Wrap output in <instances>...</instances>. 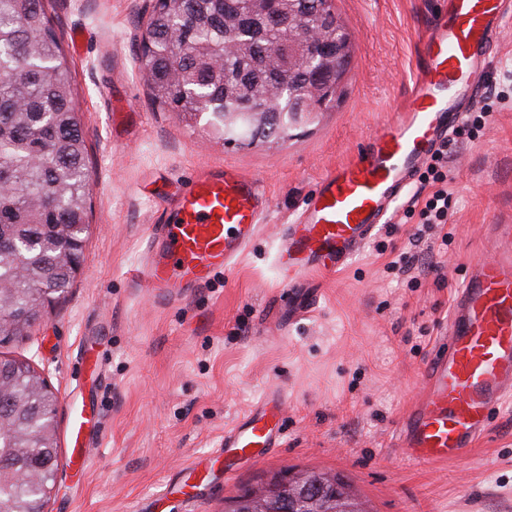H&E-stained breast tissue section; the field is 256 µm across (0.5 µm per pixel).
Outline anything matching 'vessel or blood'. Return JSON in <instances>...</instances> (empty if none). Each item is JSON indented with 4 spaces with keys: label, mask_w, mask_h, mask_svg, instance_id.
Listing matches in <instances>:
<instances>
[{
    "label": "vessel or blood",
    "mask_w": 512,
    "mask_h": 512,
    "mask_svg": "<svg viewBox=\"0 0 512 512\" xmlns=\"http://www.w3.org/2000/svg\"><path fill=\"white\" fill-rule=\"evenodd\" d=\"M510 20L512 0H437L420 37L422 62L396 120L325 173L289 225L279 254L289 286L344 269L386 222L417 169L462 121L478 92L477 72L491 62ZM268 207L259 179L235 167L197 174L151 235L156 254L143 270L146 285L172 296L232 266ZM495 232L507 251L474 267L459 290L444 346L423 369V394L395 430V448L413 462L462 458L486 434L491 412L512 397V225H496ZM286 403L281 388H269L225 429L222 452L256 458L282 447L278 417Z\"/></svg>",
    "instance_id": "vessel-or-blood-1"
}]
</instances>
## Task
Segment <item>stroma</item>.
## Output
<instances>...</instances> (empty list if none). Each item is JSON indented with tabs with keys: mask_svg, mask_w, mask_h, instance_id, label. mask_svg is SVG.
<instances>
[{
	"mask_svg": "<svg viewBox=\"0 0 512 512\" xmlns=\"http://www.w3.org/2000/svg\"><path fill=\"white\" fill-rule=\"evenodd\" d=\"M431 2L334 0L354 38L335 102L297 136L242 149L153 104L139 61L151 0H48L93 163L90 228L68 293L0 353L28 361L57 398L49 512H224L244 487L287 471L343 474L369 512H512V401L459 460L417 464L393 446L489 228L512 224V22L478 77L474 135L448 164L447 239H415L423 217L403 196L348 267L310 276L314 307L294 319L301 291L278 261L319 178L395 120ZM224 164L257 176L270 200L255 238L230 270L155 295L140 272L165 200ZM402 255L435 269H388ZM272 386L288 396L285 446L225 473L212 450ZM83 414L81 470L69 430Z\"/></svg>",
	"mask_w": 512,
	"mask_h": 512,
	"instance_id": "stroma-1",
	"label": "stroma"
}]
</instances>
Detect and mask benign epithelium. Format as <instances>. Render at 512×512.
<instances>
[{
    "label": "benign epithelium",
    "mask_w": 512,
    "mask_h": 512,
    "mask_svg": "<svg viewBox=\"0 0 512 512\" xmlns=\"http://www.w3.org/2000/svg\"><path fill=\"white\" fill-rule=\"evenodd\" d=\"M265 4L266 9L257 7L251 13L242 9L240 0H224V9L233 11L224 18L237 28L251 32L257 40L265 37L270 16L280 21V26L288 27L306 47L305 54L297 58V65L308 72L309 82L305 89L297 92L280 85L272 100L261 102L250 111L224 113V123L244 116L258 126L256 139L278 142L293 137L296 130L307 128L334 102L352 57L353 42L341 24H335L331 31L323 25V19L334 14L333 0H322L317 13L302 17L284 8V0H265ZM272 119L278 127L271 133L266 125ZM13 481L37 484L45 502L53 489L52 484L38 480L36 468L25 467L13 472ZM329 484H336L332 473L296 474L268 486L254 487L239 504L246 506L242 512H269L267 503L279 496L288 499L289 512H324L321 504L325 502L323 494ZM335 512H368V509L361 499L343 496L336 498Z\"/></svg>",
    "instance_id": "benign-epithelium-1"
}]
</instances>
